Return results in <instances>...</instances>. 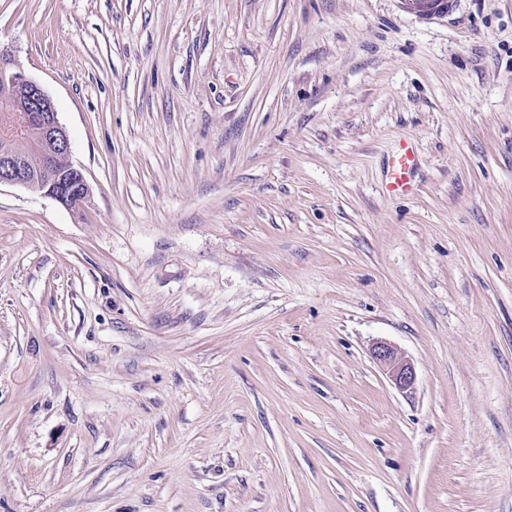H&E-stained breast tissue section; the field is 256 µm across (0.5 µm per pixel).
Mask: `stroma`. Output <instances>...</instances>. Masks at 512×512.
Here are the masks:
<instances>
[{
    "label": "stroma",
    "instance_id": "stroma-1",
    "mask_svg": "<svg viewBox=\"0 0 512 512\" xmlns=\"http://www.w3.org/2000/svg\"><path fill=\"white\" fill-rule=\"evenodd\" d=\"M0 46L90 187H0V512H512V0H0ZM419 157L413 140L401 139L392 151L386 167L383 191L392 198H402L415 191L414 175ZM371 355L399 391H408L414 386L415 367L394 346L383 341L376 342Z\"/></svg>",
    "mask_w": 512,
    "mask_h": 512
}]
</instances>
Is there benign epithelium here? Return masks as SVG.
Wrapping results in <instances>:
<instances>
[{"label":"benign epithelium","mask_w":512,"mask_h":512,"mask_svg":"<svg viewBox=\"0 0 512 512\" xmlns=\"http://www.w3.org/2000/svg\"><path fill=\"white\" fill-rule=\"evenodd\" d=\"M0 106L11 116L10 124L0 131V185H18L40 192L68 210L82 207L90 193L82 171L74 166L64 173L54 170L56 155L70 153L71 147L51 97L22 73L12 55L1 49ZM17 137L29 139L41 154L43 174H33L12 150L11 142ZM371 355L398 390L404 392L414 386L415 367L394 346L377 342Z\"/></svg>","instance_id":"7a95c632"}]
</instances>
